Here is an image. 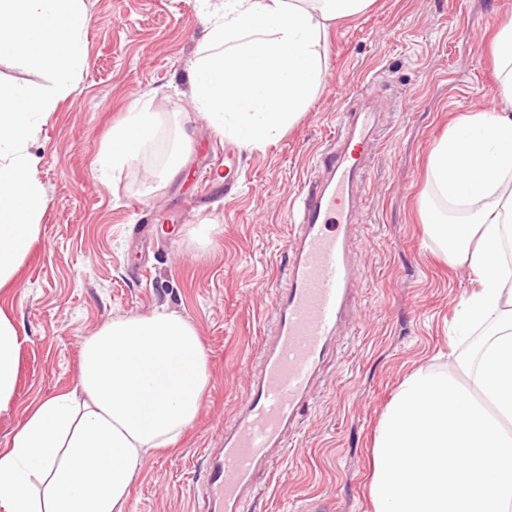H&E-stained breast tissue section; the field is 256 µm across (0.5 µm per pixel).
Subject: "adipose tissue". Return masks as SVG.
<instances>
[{"instance_id":"1","label":"adipose tissue","mask_w":512,"mask_h":512,"mask_svg":"<svg viewBox=\"0 0 512 512\" xmlns=\"http://www.w3.org/2000/svg\"><path fill=\"white\" fill-rule=\"evenodd\" d=\"M371 0H223L193 63L201 117L260 149L322 85L328 22ZM158 133L133 101L98 156L102 180ZM426 234L475 287L461 325L481 332L453 368L421 367L380 423L369 493L374 512H512V114L458 120L431 152ZM18 329L0 311V411L17 380ZM209 374L185 317L113 319L82 347L71 390L40 400L0 451V512H123L150 451L175 445L196 418Z\"/></svg>"}]
</instances>
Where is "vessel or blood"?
<instances>
[{"mask_svg":"<svg viewBox=\"0 0 512 512\" xmlns=\"http://www.w3.org/2000/svg\"><path fill=\"white\" fill-rule=\"evenodd\" d=\"M372 94L371 86L362 87V104L346 113L335 148L317 157L320 181L299 202L287 242L288 278L272 307V334L248 368L236 411L224 420L220 447L205 453V512H242L256 476L286 448L355 305L354 285L365 267L352 249L360 231L353 222V190L367 177L365 157L380 122L368 104Z\"/></svg>","mask_w":512,"mask_h":512,"instance_id":"b4317fda","label":"vessel or blood"}]
</instances>
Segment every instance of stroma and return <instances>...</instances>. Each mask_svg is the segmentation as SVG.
Returning a JSON list of instances; mask_svg holds the SVG:
<instances>
[{"label":"stroma","mask_w":512,"mask_h":512,"mask_svg":"<svg viewBox=\"0 0 512 512\" xmlns=\"http://www.w3.org/2000/svg\"><path fill=\"white\" fill-rule=\"evenodd\" d=\"M84 63L28 143L47 194L39 233L0 311L21 336L16 390L0 411V450L41 399L74 386L81 347L117 317L166 309L201 338L210 376L199 413L172 450L151 452L124 512H202L206 449L239 404L246 364L263 343L273 293L288 275V227L359 84L381 113L356 204L367 265L351 330L325 361L292 447L257 481L244 512H372L369 477L382 415L418 367L449 365L448 326L470 276L422 243L429 156L452 119L511 108L501 95L492 39L512 0H374L329 23L325 82L287 132L240 149L230 193L204 194L199 173L224 164L225 140L202 119L191 71L208 14L221 0H86ZM156 112V140L111 182L98 155L130 102ZM187 161L165 172L176 147ZM178 207L176 223L158 215ZM210 225L207 239L196 236Z\"/></svg>","instance_id":"35a3bbf8"}]
</instances>
